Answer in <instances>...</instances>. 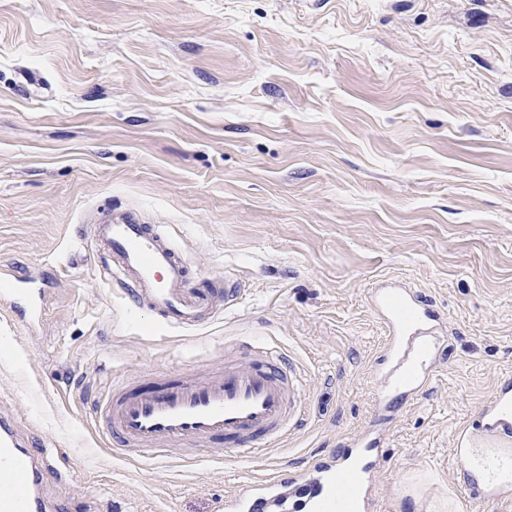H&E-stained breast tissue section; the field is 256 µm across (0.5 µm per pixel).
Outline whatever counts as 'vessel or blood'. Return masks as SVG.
Returning a JSON list of instances; mask_svg holds the SVG:
<instances>
[{"instance_id": "obj_1", "label": "vessel or blood", "mask_w": 512, "mask_h": 512, "mask_svg": "<svg viewBox=\"0 0 512 512\" xmlns=\"http://www.w3.org/2000/svg\"><path fill=\"white\" fill-rule=\"evenodd\" d=\"M110 257L104 271L129 288L133 305L174 328H193L213 317L209 292L188 287V265L167 237L130 211H110L89 226ZM19 316L42 313L43 292L31 278L0 290ZM387 336L377 360L376 411L390 397L420 395L446 360V339L434 329L435 314L410 289L381 288L371 295ZM301 377L292 359L266 347L247 346L207 378H174L149 392L116 389L94 410V420L124 452L166 460L168 447L203 446L226 439L252 454L273 448L304 423ZM380 433L364 430L342 450L312 455L303 465L258 478L224 500L226 512H374ZM451 462L464 497L476 504L512 503V377L498 381L472 419L452 436ZM46 452L23 448L0 418V512H37L38 489L53 481Z\"/></svg>"}]
</instances>
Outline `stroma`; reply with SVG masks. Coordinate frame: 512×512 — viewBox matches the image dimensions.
<instances>
[{"instance_id": "1", "label": "stroma", "mask_w": 512, "mask_h": 512, "mask_svg": "<svg viewBox=\"0 0 512 512\" xmlns=\"http://www.w3.org/2000/svg\"><path fill=\"white\" fill-rule=\"evenodd\" d=\"M169 237L191 287L236 305L171 329L102 273L90 211ZM48 282L27 326L0 305V413L50 448L58 512H217L371 417L385 329L372 289L439 311L447 362L386 427L376 512L472 505L452 431L512 374V0H0V277ZM281 350L305 426L243 457L117 456L92 413Z\"/></svg>"}]
</instances>
